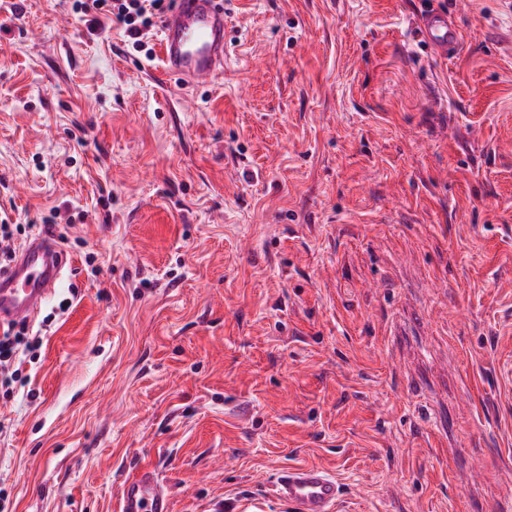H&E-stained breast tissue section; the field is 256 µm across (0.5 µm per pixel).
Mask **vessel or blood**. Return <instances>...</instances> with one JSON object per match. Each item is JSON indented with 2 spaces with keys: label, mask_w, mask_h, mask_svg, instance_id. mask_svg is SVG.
Here are the masks:
<instances>
[{
  "label": "vessel or blood",
  "mask_w": 512,
  "mask_h": 512,
  "mask_svg": "<svg viewBox=\"0 0 512 512\" xmlns=\"http://www.w3.org/2000/svg\"><path fill=\"white\" fill-rule=\"evenodd\" d=\"M160 72L186 86L206 83L224 70V0H176L160 22ZM421 34L433 51L448 55L460 47V32L447 13L425 14ZM67 255L44 234L17 250L0 267V325L35 321L61 283ZM275 494L290 512H333L342 496L336 478L321 467L282 469ZM119 512H172L170 493L157 473L142 468L121 487Z\"/></svg>",
  "instance_id": "b4317fda"
}]
</instances>
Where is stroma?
<instances>
[{
	"label": "stroma",
	"instance_id": "stroma-1",
	"mask_svg": "<svg viewBox=\"0 0 512 512\" xmlns=\"http://www.w3.org/2000/svg\"><path fill=\"white\" fill-rule=\"evenodd\" d=\"M0 0V218L68 268L0 397L1 512H512V0H226L182 90L68 0ZM454 14L460 49L420 33ZM275 494L291 512H333L342 491L333 475L307 464L282 469L275 478ZM120 512H171L166 485L151 468H141L128 476L121 487Z\"/></svg>",
	"mask_w": 512,
	"mask_h": 512
}]
</instances>
